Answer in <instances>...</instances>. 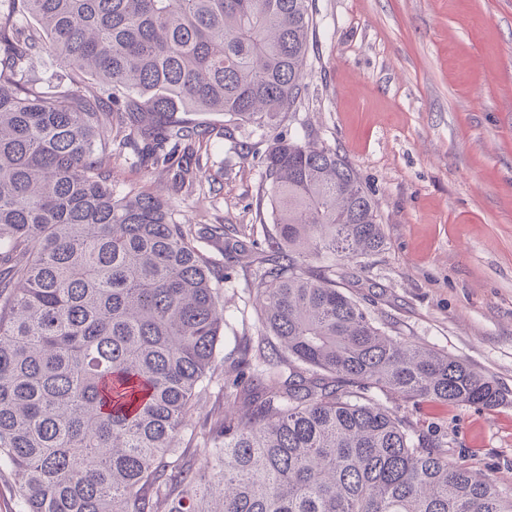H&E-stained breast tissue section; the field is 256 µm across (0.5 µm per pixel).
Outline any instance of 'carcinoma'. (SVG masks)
I'll return each instance as SVG.
<instances>
[{"mask_svg":"<svg viewBox=\"0 0 512 512\" xmlns=\"http://www.w3.org/2000/svg\"><path fill=\"white\" fill-rule=\"evenodd\" d=\"M0 14V465L23 512H512V491L369 395L495 407L496 381L385 327L336 285L386 249L336 150L278 133L266 249L112 189L99 155L174 165L222 112L274 128L303 83L309 0H8ZM56 57L63 72L35 75ZM248 259L262 326L224 368L231 408L176 451L215 378L224 282ZM318 265H313V262Z\"/></svg>","mask_w":512,"mask_h":512,"instance_id":"cac0c4a2","label":"carcinoma"}]
</instances>
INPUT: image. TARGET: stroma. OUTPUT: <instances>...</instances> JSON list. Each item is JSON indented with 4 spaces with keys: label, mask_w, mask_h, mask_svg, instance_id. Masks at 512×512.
Segmentation results:
<instances>
[{
    "label": "stroma",
    "mask_w": 512,
    "mask_h": 512,
    "mask_svg": "<svg viewBox=\"0 0 512 512\" xmlns=\"http://www.w3.org/2000/svg\"><path fill=\"white\" fill-rule=\"evenodd\" d=\"M305 92L279 126L336 148L375 201L388 245L351 293L394 335L493 377L496 407L396 400L448 455L512 489V0H312ZM188 120L212 134L193 185L172 170L105 158L112 187L155 191L186 224H221L264 244L273 221L261 158L268 130L218 112ZM250 270L224 285L216 375L261 326ZM224 414L204 394L179 446L207 458L192 433Z\"/></svg>",
    "instance_id": "obj_1"
}]
</instances>
